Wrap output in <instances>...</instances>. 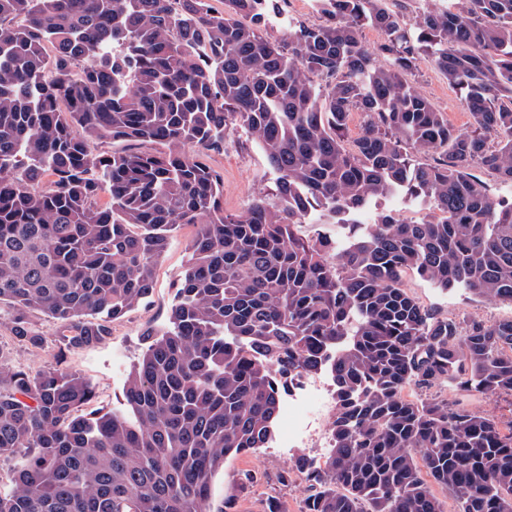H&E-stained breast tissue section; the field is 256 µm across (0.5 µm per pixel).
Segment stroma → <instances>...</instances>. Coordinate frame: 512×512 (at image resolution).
Wrapping results in <instances>:
<instances>
[{"label": "stroma", "instance_id": "stroma-1", "mask_svg": "<svg viewBox=\"0 0 512 512\" xmlns=\"http://www.w3.org/2000/svg\"><path fill=\"white\" fill-rule=\"evenodd\" d=\"M321 21L314 0H278L277 9L269 14L266 21L265 33L268 38L277 40L287 34L289 28L317 25ZM410 82L447 116L450 124L467 129L469 118L458 92L449 86L428 59L419 61ZM204 158L224 176L225 212L239 213L255 197L272 192L275 187V173L268 167L252 137L238 124H229L223 150L205 151ZM192 233L189 226L182 227L177 233L155 268L153 292L146 303L124 319L114 322L110 336L103 342L67 352L64 369L92 381L97 407L123 409L126 375L145 350L143 331L149 327H163L168 322L175 288L188 260L186 242ZM404 284L425 307L441 315L474 318L488 323L512 320L510 302L483 299L457 290L445 291L415 275L407 276ZM10 320V308L0 305V343L10 348L15 363L32 371L53 365L57 353L53 342L55 322L44 313H31V323L46 338L42 347L34 349L12 340ZM301 454L319 460L324 451L308 447L301 427H289L285 418H278L273 439L267 447L225 458L223 469L216 473L211 484L213 508L217 510L222 506L224 495L239 470L253 469L263 475L264 480L255 493L239 501L236 512H265L266 501L271 496L283 501L288 512H300L308 495L306 481L298 478L282 486L277 483L276 476Z\"/></svg>", "mask_w": 512, "mask_h": 512}]
</instances>
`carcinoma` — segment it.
I'll list each match as a JSON object with an SVG mask.
<instances>
[{"label": "carcinoma", "instance_id": "1", "mask_svg": "<svg viewBox=\"0 0 512 512\" xmlns=\"http://www.w3.org/2000/svg\"><path fill=\"white\" fill-rule=\"evenodd\" d=\"M325 21L263 32L274 0H0V304L37 348L29 314L56 321L57 362L97 344L151 295L154 270L194 228L168 324L125 381L16 365L0 343V512H230L261 484L239 471L211 507L224 457L263 448L282 394L327 370L336 394L324 462L300 455L301 512H512V423L446 386L512 395V320L423 306L410 274L512 302V0H448L408 24L385 0H316ZM249 23H243V19ZM384 39L369 48L362 31ZM54 52L45 50V43ZM425 57L470 116L448 123L407 77ZM363 132L344 144L352 113ZM236 121L277 174L224 212V177L196 152ZM83 135L74 133V128ZM164 151L98 152L95 144ZM402 196L428 207L392 211ZM348 231L340 249L300 224ZM376 207L379 212L393 210L397 212L402 219L407 221L419 220L428 212L424 206L411 203L401 197L382 199L377 203Z\"/></svg>", "mask_w": 512, "mask_h": 512}]
</instances>
